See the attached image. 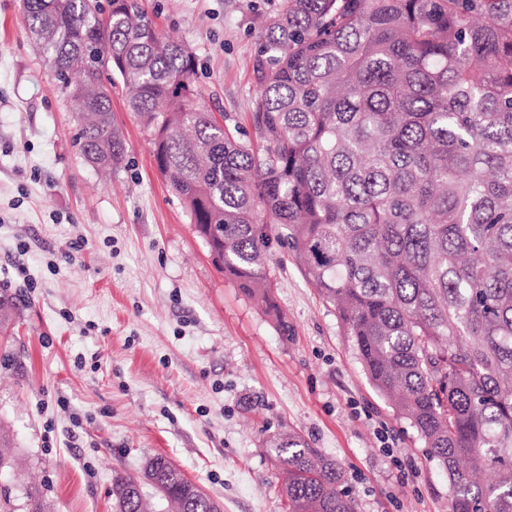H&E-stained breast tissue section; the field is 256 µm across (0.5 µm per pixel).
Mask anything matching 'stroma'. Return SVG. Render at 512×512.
<instances>
[{
  "mask_svg": "<svg viewBox=\"0 0 512 512\" xmlns=\"http://www.w3.org/2000/svg\"><path fill=\"white\" fill-rule=\"evenodd\" d=\"M281 0H145L158 31L197 57L206 111L251 126L253 73ZM130 148L104 176L28 31L0 0V291L20 317L0 335V427L14 468L0 503L113 512L115 473L168 457L223 512H287L265 442L299 434L336 460L357 512H448V474L370 384L335 308L274 250L282 334L212 262L122 92Z\"/></svg>",
  "mask_w": 512,
  "mask_h": 512,
  "instance_id": "obj_1",
  "label": "stroma"
}]
</instances>
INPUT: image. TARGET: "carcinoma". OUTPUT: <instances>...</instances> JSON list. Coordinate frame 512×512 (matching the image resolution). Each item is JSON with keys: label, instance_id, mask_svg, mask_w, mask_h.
Listing matches in <instances>:
<instances>
[{"label": "carcinoma", "instance_id": "carcinoma-1", "mask_svg": "<svg viewBox=\"0 0 512 512\" xmlns=\"http://www.w3.org/2000/svg\"><path fill=\"white\" fill-rule=\"evenodd\" d=\"M99 172L128 143L122 86L154 160L224 275L273 318L286 246L336 309L370 384L448 473V512H512V0H282L253 62L255 140L201 109L197 58L142 0H22ZM16 306L0 295V331ZM288 512H356L335 460L266 440ZM113 512H144L112 479ZM179 468L173 512H211Z\"/></svg>", "mask_w": 512, "mask_h": 512}]
</instances>
